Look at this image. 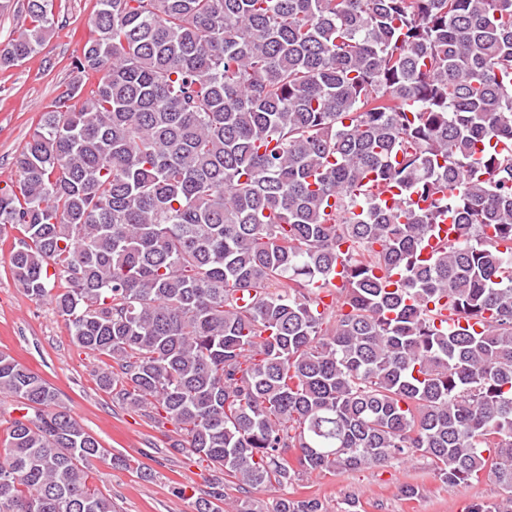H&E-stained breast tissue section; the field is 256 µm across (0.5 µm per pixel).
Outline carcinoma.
<instances>
[{"instance_id":"1","label":"carcinoma","mask_w":512,"mask_h":512,"mask_svg":"<svg viewBox=\"0 0 512 512\" xmlns=\"http://www.w3.org/2000/svg\"><path fill=\"white\" fill-rule=\"evenodd\" d=\"M13 6L0 70L55 24ZM71 70L0 186L10 271L224 475L195 512L414 456L512 512V0H96ZM0 393V512H114L56 390L0 352Z\"/></svg>"}]
</instances>
